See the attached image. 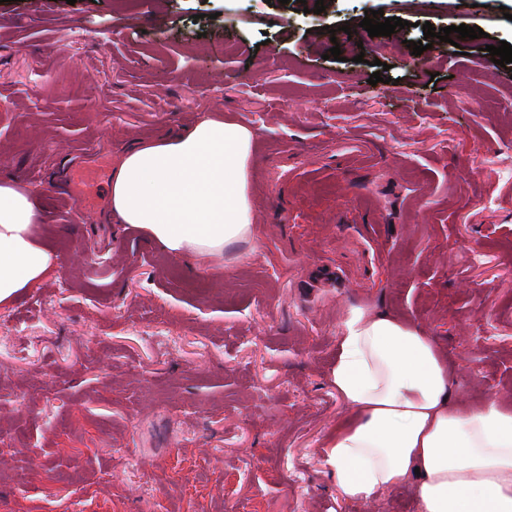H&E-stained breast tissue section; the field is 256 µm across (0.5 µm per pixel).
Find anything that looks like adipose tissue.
<instances>
[{"instance_id": "1", "label": "adipose tissue", "mask_w": 512, "mask_h": 512, "mask_svg": "<svg viewBox=\"0 0 512 512\" xmlns=\"http://www.w3.org/2000/svg\"><path fill=\"white\" fill-rule=\"evenodd\" d=\"M253 135L208 116L172 137L140 141L116 162L111 213L176 258L209 259L256 236L248 196ZM30 193L0 179V304L48 277ZM331 383L347 413L322 442L339 496L367 500L414 484L419 512H512V405H451L448 368L431 336L386 313L352 308Z\"/></svg>"}]
</instances>
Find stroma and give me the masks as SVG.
<instances>
[{
	"label": "stroma",
	"instance_id": "35a3bbf8",
	"mask_svg": "<svg viewBox=\"0 0 512 512\" xmlns=\"http://www.w3.org/2000/svg\"><path fill=\"white\" fill-rule=\"evenodd\" d=\"M316 1L0 0V178L57 257L0 304V512H418L320 457L353 307L431 336L454 404L512 403V0ZM426 21L484 35L416 56ZM209 114L254 135L257 234L201 270L107 190Z\"/></svg>",
	"mask_w": 512,
	"mask_h": 512
}]
</instances>
